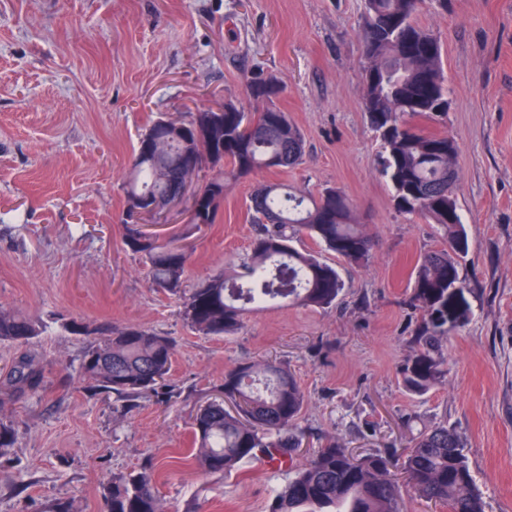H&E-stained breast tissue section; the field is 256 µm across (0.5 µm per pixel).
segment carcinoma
I'll return each mask as SVG.
<instances>
[{"instance_id": "obj_1", "label": "carcinoma", "mask_w": 512, "mask_h": 512, "mask_svg": "<svg viewBox=\"0 0 512 512\" xmlns=\"http://www.w3.org/2000/svg\"><path fill=\"white\" fill-rule=\"evenodd\" d=\"M425 0H364L360 72L362 109L381 142L379 166L392 186L399 212L430 219L440 226L446 246L420 258L410 303L421 313L417 352L402 369L404 388L425 394L442 383L446 361L442 341L448 336V289L467 286L459 275L460 260L469 251L456 196L449 182H458L457 144L448 133H428L413 124L425 118L446 122L448 87L438 39L421 28L416 17ZM250 96L262 107L243 112L224 105V117L213 137L196 136L208 116L198 112L180 125L154 121L146 135L163 141L145 156L134 150L125 196L175 195L181 182L182 143L194 145L204 175L194 190V221L216 222L226 185L258 170L288 169L302 161L304 137L288 114L272 105L282 92L272 77H254ZM249 208L256 234L248 260L236 276L216 274L183 289L188 253L146 235L138 224H124L123 244L144 257L155 285L185 294L183 319L195 330L222 337L242 325L247 306L279 300L329 308L345 288L337 269L310 252L293 246L306 233L350 264L369 260L374 240L361 230L349 196L329 188L307 197L283 184L262 186ZM43 332V324L22 312L0 309V343L23 345ZM174 342L139 326L106 330L83 354L82 374L91 389L119 400L137 401L167 389ZM42 370L23 358L7 380L11 391L0 393V405L13 393L34 389ZM221 400L208 403L193 426L195 459L208 474H224L245 462L263 460L289 472L269 512H403V492L392 468L396 457L409 485L421 497L448 512H485L461 438L445 425L422 431L403 451L377 449L356 454L331 439L310 458L294 464L302 445L296 420L304 406L298 382L280 363L255 360L224 373ZM230 403L231 408L224 407ZM12 424L0 420V458L13 447ZM154 469L112 478L104 487L108 512H162Z\"/></svg>"}]
</instances>
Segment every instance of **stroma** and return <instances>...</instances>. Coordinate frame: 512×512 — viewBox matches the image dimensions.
<instances>
[{
    "label": "stroma",
    "instance_id": "35a3bbf8",
    "mask_svg": "<svg viewBox=\"0 0 512 512\" xmlns=\"http://www.w3.org/2000/svg\"><path fill=\"white\" fill-rule=\"evenodd\" d=\"M363 0H0V307L40 318L29 344L0 343V388L28 356L38 390L15 393L0 419L15 445L0 459V512H106L112 477L152 463L164 512H268L288 473L252 461L222 474L193 464L192 423L243 361L288 366L305 402L300 458L327 438L358 452L405 448L445 424L462 439L486 512H512V0H448L419 24L442 44L447 129L459 154L457 202L469 253L460 275L471 315L448 333V373L424 395L402 384L415 353L409 305L438 225L401 214L378 168L381 142L361 105ZM276 77L275 104L302 131L300 165L230 183L214 224L187 232L188 284L241 270L254 226L250 197L268 183L333 187L356 205L375 246L352 266L308 235L295 246L336 266L335 306L247 313L242 329L206 336L182 299L155 288L122 243L123 183L142 133L224 101L250 112L247 84ZM139 326L175 342L177 398L135 402L87 387L90 339L65 329Z\"/></svg>",
    "mask_w": 512,
    "mask_h": 512
}]
</instances>
